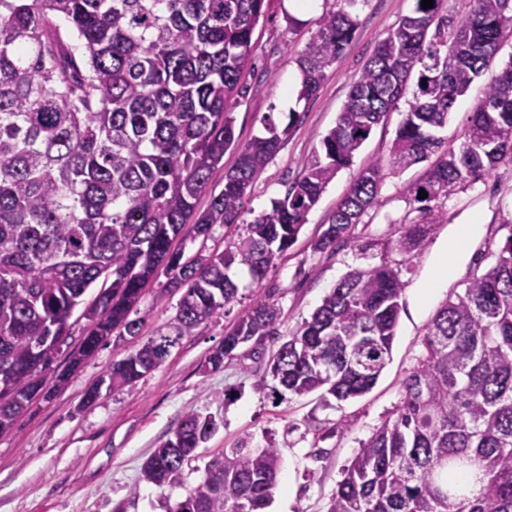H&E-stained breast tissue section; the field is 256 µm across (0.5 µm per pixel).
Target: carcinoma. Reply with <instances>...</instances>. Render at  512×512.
Masks as SVG:
<instances>
[{
  "label": "carcinoma",
  "instance_id": "carcinoma-1",
  "mask_svg": "<svg viewBox=\"0 0 512 512\" xmlns=\"http://www.w3.org/2000/svg\"><path fill=\"white\" fill-rule=\"evenodd\" d=\"M441 2L424 9L415 0L379 41L284 196L223 251L187 257L175 241L207 240L215 225L237 223L248 189L288 136L290 126L269 112L263 134L243 146L235 138L265 0H0V432L43 394L47 374L65 380L56 355L79 306L91 329L73 367L113 334L140 333L142 320L130 313L154 277L185 288L169 323L176 337L224 313L238 295L237 272L260 286L410 81L412 101L388 157L360 171L312 251L346 239L388 172L435 155L413 188L419 220L399 225L392 240L413 257L446 221L437 201L511 163L512 64L486 84L458 150L437 132L512 36V0H474L453 26ZM357 26L344 8L317 19L296 58L297 100L316 95ZM231 148L236 162L211 193ZM403 289L400 271L385 262L347 274L268 360L272 401L370 392L391 357ZM280 323L275 304L257 298L225 327L208 366L219 370L244 345L279 335ZM422 345L400 405L345 468L327 512H512V235L486 272L437 309ZM169 354L152 338L114 363L105 382L135 383ZM219 428L215 417L187 412L144 461L142 480L184 488V466ZM250 442L246 435L224 449L167 512H265L281 453Z\"/></svg>",
  "mask_w": 512,
  "mask_h": 512
}]
</instances>
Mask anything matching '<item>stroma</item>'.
<instances>
[{"instance_id": "stroma-1", "label": "stroma", "mask_w": 512, "mask_h": 512, "mask_svg": "<svg viewBox=\"0 0 512 512\" xmlns=\"http://www.w3.org/2000/svg\"><path fill=\"white\" fill-rule=\"evenodd\" d=\"M414 5V0H357L351 10L358 19L353 40L329 68L317 94L300 102L287 96L297 84L295 59L315 33L318 13L338 10L341 2L321 0L318 13L302 16L292 26L288 0H268L252 36L254 67L245 76L246 91L234 110L237 142L246 144L262 132L265 113L284 118L294 111L298 117L282 148L249 189L240 223L216 225L211 239L186 241V254L223 250L243 234L254 215L283 196L299 177L304 161L335 126L352 83L377 43ZM485 84V79H477L457 98L447 125L439 132L448 148L459 147ZM407 110V100H400L397 109L373 129L352 164L327 186L297 242L269 269L260 287L240 289L223 315L192 335L179 337L157 371L132 385L102 391L92 405L82 403L86 390L114 362L148 339L167 333L181 293L163 290L158 279L150 282L137 306L143 321L140 335L111 336L63 384L47 377L51 398L35 400L12 429L0 434V512H112L133 489L138 497L128 512H165L167 501L180 500L184 487L198 483L209 461L247 434L254 445L271 443L281 451L280 489L266 512H325L345 466L399 405L402 383L423 352L422 338L438 307L449 294L464 292L474 276L486 271L512 234L507 226L512 220V164L504 163L483 180L457 184L444 202L447 222L434 226L417 256L411 258L393 248L390 239L395 228L418 218L411 190L425 176L428 165L423 162L387 175L377 205L363 214L350 240L323 252L312 251L310 240L322 232L354 177L368 161L388 154ZM473 217L481 231L469 241L454 277L436 281L430 300L420 303L418 292L435 280L439 252L450 233ZM383 262L401 272L403 310L391 359L363 397L339 404L322 402L316 393L289 394L282 402L272 403L259 382L264 356L278 349V339L265 340L263 356L239 357L225 361L219 370L207 369L206 360L223 339L225 327L256 297L280 308L279 331L287 336L309 319L350 271ZM190 410L215 416L221 426L185 465L183 488L166 491L142 482L143 462ZM343 419L351 426L341 431L337 424ZM317 447L323 453L316 459L312 451ZM287 485L292 488L288 495L282 492Z\"/></svg>"}]
</instances>
